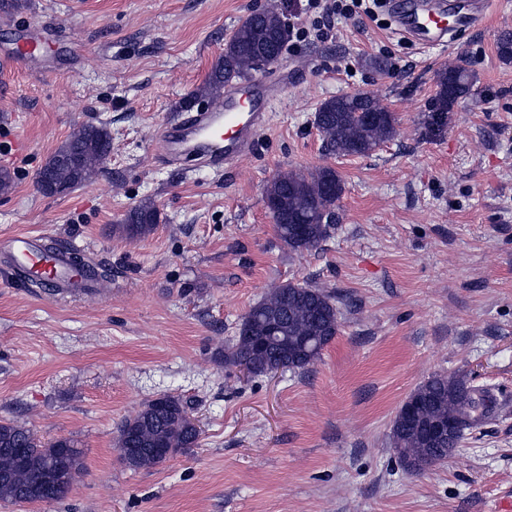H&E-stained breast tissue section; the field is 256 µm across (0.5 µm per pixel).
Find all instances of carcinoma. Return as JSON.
Returning <instances> with one entry per match:
<instances>
[{
    "label": "carcinoma",
    "instance_id": "obj_1",
    "mask_svg": "<svg viewBox=\"0 0 512 512\" xmlns=\"http://www.w3.org/2000/svg\"><path fill=\"white\" fill-rule=\"evenodd\" d=\"M288 25L276 8L250 13L234 29L203 83L183 101L189 111L200 99L215 100L224 88L256 71L257 59L272 48L286 45ZM436 93L422 122L426 138L441 136L449 113L467 97L473 73L463 56L439 70ZM378 113L371 123L363 112ZM397 119L373 96L332 97L314 113L325 154L336 157L371 155L396 135ZM111 137L104 126L85 125L74 132L37 172L36 184L45 194H63L90 181L110 153ZM344 187L336 170L290 169L277 173L264 189V201L278 239L295 254L321 247L339 224L338 202ZM160 215L155 204L144 200L132 207L113 230L130 238L153 232ZM301 224L295 235L290 225ZM339 330L336 296L307 283H288L269 291L245 314L238 334L224 352V363L247 375L260 377L283 370H305L321 356ZM414 408L409 417L400 411L391 426L394 454L409 473L422 472L448 458L466 435L492 413L496 398L487 388L471 385L459 374H435L408 398ZM452 420L455 433L432 439L427 427ZM200 430L183 400L163 394L141 405L118 429L117 448L125 467L139 470L199 445ZM78 440L61 437L42 441L25 425L0 421V501L12 505L52 502L64 498L84 472Z\"/></svg>",
    "mask_w": 512,
    "mask_h": 512
}]
</instances>
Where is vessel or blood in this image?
Segmentation results:
<instances>
[{
    "label": "vessel or blood",
    "instance_id": "b4317fda",
    "mask_svg": "<svg viewBox=\"0 0 512 512\" xmlns=\"http://www.w3.org/2000/svg\"><path fill=\"white\" fill-rule=\"evenodd\" d=\"M397 31L426 46H446L460 33L483 28L488 0H387ZM290 74L270 82L250 78L245 84L226 88L220 106L202 109L187 120L166 123V162L197 161L213 172H223L241 157L250 154L261 131L267 129L269 112ZM12 272L24 279L45 284L56 295L89 289L93 279L76 271L66 250L46 252L39 236L15 233L0 238Z\"/></svg>",
    "mask_w": 512,
    "mask_h": 512
}]
</instances>
